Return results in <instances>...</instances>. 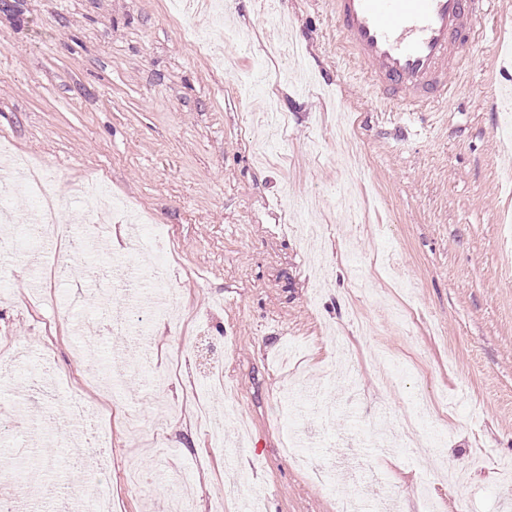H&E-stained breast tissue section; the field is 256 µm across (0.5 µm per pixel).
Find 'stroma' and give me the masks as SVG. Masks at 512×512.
<instances>
[{
  "label": "stroma",
  "mask_w": 512,
  "mask_h": 512,
  "mask_svg": "<svg viewBox=\"0 0 512 512\" xmlns=\"http://www.w3.org/2000/svg\"><path fill=\"white\" fill-rule=\"evenodd\" d=\"M244 33L224 63L186 41L211 30L204 7L170 0H0V138L79 191L104 181L168 238L172 303L130 306L132 335L83 350L54 320L67 284L43 279L27 254L0 255V498L31 512L114 486L123 512H165L190 490L192 512H226L260 496L263 512H336L376 493L422 512L512 507V0L481 21L453 96L427 112H384L364 74L341 57L329 0H223ZM499 111H491V102ZM108 251L77 255L89 286L75 320L105 323L102 297L123 304L103 271L138 268L126 230L100 229ZM132 366L121 384L87 388L112 408L109 464L76 465L67 396L88 361ZM249 435L211 445L197 405L224 408L210 362ZM402 377L383 383L381 371ZM435 408L423 447H403L400 419L417 398ZM53 416L54 449L35 437ZM294 439L325 474L313 482L283 455ZM149 476L136 487L134 476Z\"/></svg>",
  "instance_id": "stroma-1"
}]
</instances>
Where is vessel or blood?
<instances>
[{"mask_svg":"<svg viewBox=\"0 0 512 512\" xmlns=\"http://www.w3.org/2000/svg\"><path fill=\"white\" fill-rule=\"evenodd\" d=\"M493 0H333L337 40L387 112H418L453 92L459 45H474V18Z\"/></svg>","mask_w":512,"mask_h":512,"instance_id":"b4317fda","label":"vessel or blood"}]
</instances>
